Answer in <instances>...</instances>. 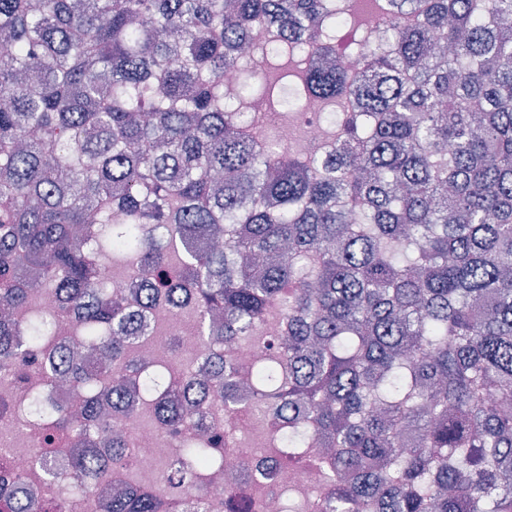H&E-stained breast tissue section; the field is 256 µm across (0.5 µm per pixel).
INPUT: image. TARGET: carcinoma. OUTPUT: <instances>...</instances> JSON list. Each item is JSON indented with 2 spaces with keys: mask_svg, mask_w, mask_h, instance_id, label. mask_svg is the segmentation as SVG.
<instances>
[{
  "mask_svg": "<svg viewBox=\"0 0 512 512\" xmlns=\"http://www.w3.org/2000/svg\"><path fill=\"white\" fill-rule=\"evenodd\" d=\"M269 27L288 43L268 47ZM345 27L362 31L352 70ZM0 33V372L25 268L111 364L69 361L89 394L59 428L88 439L100 399L128 415L135 384L171 377L230 418L288 416L269 443L285 464L334 448L324 512H512V0H0ZM259 57L260 89L227 103L224 74ZM290 76L335 107L319 160L241 128ZM106 248L140 261L136 313L105 294ZM189 306L224 353L197 373L141 364L134 320L149 336V314ZM46 335L31 317V348ZM246 341L251 363L232 355ZM217 445L181 448L170 494ZM127 463L116 439L69 472L90 492ZM160 504L130 482L112 512Z\"/></svg>",
  "mask_w": 512,
  "mask_h": 512,
  "instance_id": "obj_1",
  "label": "carcinoma"
}]
</instances>
